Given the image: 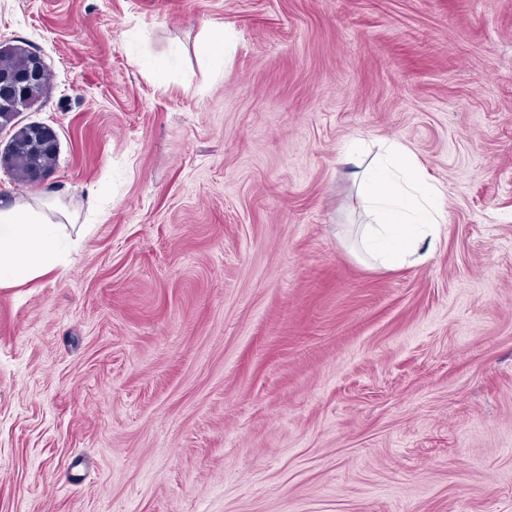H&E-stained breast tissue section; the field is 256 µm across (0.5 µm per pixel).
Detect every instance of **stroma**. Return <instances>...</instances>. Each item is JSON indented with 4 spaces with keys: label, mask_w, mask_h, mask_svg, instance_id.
Listing matches in <instances>:
<instances>
[{
    "label": "stroma",
    "mask_w": 512,
    "mask_h": 512,
    "mask_svg": "<svg viewBox=\"0 0 512 512\" xmlns=\"http://www.w3.org/2000/svg\"><path fill=\"white\" fill-rule=\"evenodd\" d=\"M225 26L224 61L199 54ZM65 267L0 288V512H512V0H0ZM446 199L376 268L342 147ZM36 141L41 149L48 152H59L60 141L55 129L47 123L33 121Z\"/></svg>",
    "instance_id": "35a3bbf8"
}]
</instances>
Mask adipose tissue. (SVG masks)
<instances>
[{
	"label": "adipose tissue",
	"instance_id": "1",
	"mask_svg": "<svg viewBox=\"0 0 512 512\" xmlns=\"http://www.w3.org/2000/svg\"><path fill=\"white\" fill-rule=\"evenodd\" d=\"M355 180L371 217L360 225L359 241L376 265L415 266L435 256L446 222L445 202L403 143H387ZM54 209L46 199L0 200V288L63 268L61 225L52 217Z\"/></svg>",
	"mask_w": 512,
	"mask_h": 512
}]
</instances>
